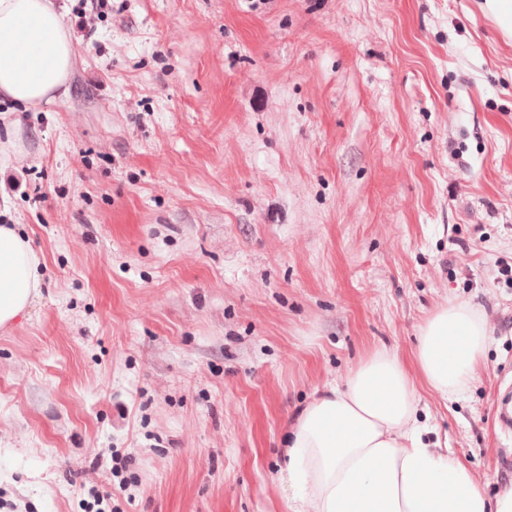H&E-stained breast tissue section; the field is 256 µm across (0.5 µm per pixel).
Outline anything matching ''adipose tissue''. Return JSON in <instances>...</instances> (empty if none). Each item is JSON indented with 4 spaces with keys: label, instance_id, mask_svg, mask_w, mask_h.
<instances>
[{
    "label": "adipose tissue",
    "instance_id": "ef3b65f1",
    "mask_svg": "<svg viewBox=\"0 0 512 512\" xmlns=\"http://www.w3.org/2000/svg\"><path fill=\"white\" fill-rule=\"evenodd\" d=\"M73 41L52 0H0V99L19 107L66 98ZM42 259L16 225L0 224V329L41 294ZM487 342L472 305L438 307L406 368L382 348L327 385L294 417L280 478L288 512H512V488L489 498L468 465L424 442L418 385L448 401L475 378Z\"/></svg>",
    "mask_w": 512,
    "mask_h": 512
}]
</instances>
